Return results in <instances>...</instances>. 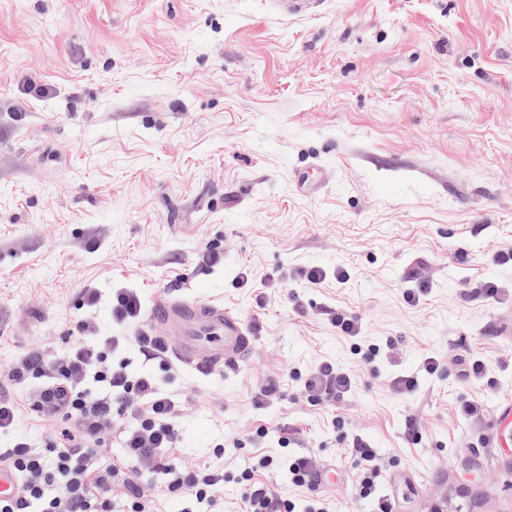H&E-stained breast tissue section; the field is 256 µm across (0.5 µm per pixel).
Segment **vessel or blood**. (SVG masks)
Listing matches in <instances>:
<instances>
[{"label": "vessel or blood", "mask_w": 512, "mask_h": 512, "mask_svg": "<svg viewBox=\"0 0 512 512\" xmlns=\"http://www.w3.org/2000/svg\"><path fill=\"white\" fill-rule=\"evenodd\" d=\"M148 323H161L180 342L174 357L202 373L243 365L254 338L246 320L223 303L198 297H168L150 308Z\"/></svg>", "instance_id": "obj_1"}]
</instances>
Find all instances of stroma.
Returning <instances> with one entry per match:
<instances>
[{
  "label": "stroma",
  "instance_id": "obj_1",
  "mask_svg": "<svg viewBox=\"0 0 512 512\" xmlns=\"http://www.w3.org/2000/svg\"><path fill=\"white\" fill-rule=\"evenodd\" d=\"M314 165L328 183L300 190ZM508 248L512 0H324L304 15L275 0H0V381L25 351L67 352L79 321L128 337L131 371L179 398L175 462L223 466L217 512H241L237 475L285 452L315 453L329 479L270 481L283 498L369 512L352 491L359 444L397 512H512V426L497 420L512 397ZM311 266L324 284L302 278ZM118 288L148 306L224 303L254 327L249 361L145 360L112 317ZM429 356L441 369L426 377ZM322 360L353 378L332 405L303 392ZM400 375L416 390L397 392ZM270 381L278 395L258 403Z\"/></svg>",
  "mask_w": 512,
  "mask_h": 512
}]
</instances>
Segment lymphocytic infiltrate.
<instances>
[{
	"label": "lymphocytic infiltrate",
	"mask_w": 512,
	"mask_h": 512,
	"mask_svg": "<svg viewBox=\"0 0 512 512\" xmlns=\"http://www.w3.org/2000/svg\"><path fill=\"white\" fill-rule=\"evenodd\" d=\"M112 316L136 326L135 340L144 355L166 360L167 350L149 330L142 328V302L136 291L120 288L112 294ZM78 341L61 355L39 350L22 354L0 390V435L12 433L22 412L63 422L61 435L45 438L42 449L30 451L26 442L15 441L0 449V461L16 471L22 494L12 501L0 500V512H112L114 487H122L129 512H154L151 486L127 481L124 469L134 461L151 466L164 477L169 494L182 498L181 512H195L210 502L211 491L224 482V469L209 465L186 472L168 457L180 434L176 425L177 397L149 372H131L126 363H113V354L126 339L97 335L92 322L76 325ZM26 387L23 398L11 393L13 385ZM350 374L335 362L322 360L308 371L304 391L316 402L334 403L352 388ZM116 434L119 457L102 465L109 434ZM360 464L354 479L358 499L373 501L375 512H394L393 502L375 496L379 469L371 449H358ZM320 468L310 453L282 459L261 458L241 472L245 486L244 512H295L279 498L265 478L288 476L292 483L307 486Z\"/></svg>",
	"instance_id": "lymphocytic-infiltrate-1"
}]
</instances>
